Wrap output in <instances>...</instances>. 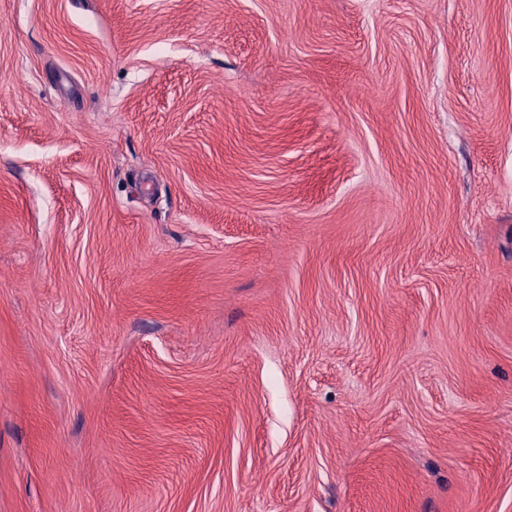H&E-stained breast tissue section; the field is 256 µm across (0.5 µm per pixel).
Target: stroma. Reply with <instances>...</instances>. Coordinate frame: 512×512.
Segmentation results:
<instances>
[{"mask_svg":"<svg viewBox=\"0 0 512 512\" xmlns=\"http://www.w3.org/2000/svg\"><path fill=\"white\" fill-rule=\"evenodd\" d=\"M0 512H512V0H0Z\"/></svg>","mask_w":512,"mask_h":512,"instance_id":"obj_1","label":"stroma"}]
</instances>
